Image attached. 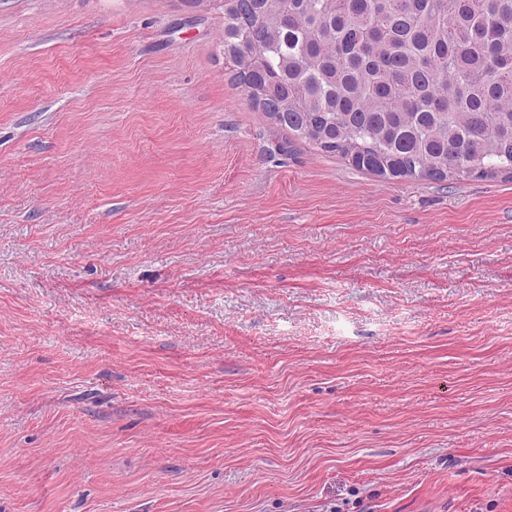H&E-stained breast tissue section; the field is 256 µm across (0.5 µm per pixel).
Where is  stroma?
Returning <instances> with one entry per match:
<instances>
[{"label": "stroma", "instance_id": "35a3bbf8", "mask_svg": "<svg viewBox=\"0 0 512 512\" xmlns=\"http://www.w3.org/2000/svg\"><path fill=\"white\" fill-rule=\"evenodd\" d=\"M223 34L0 0V512H512V179L321 152Z\"/></svg>", "mask_w": 512, "mask_h": 512}]
</instances>
